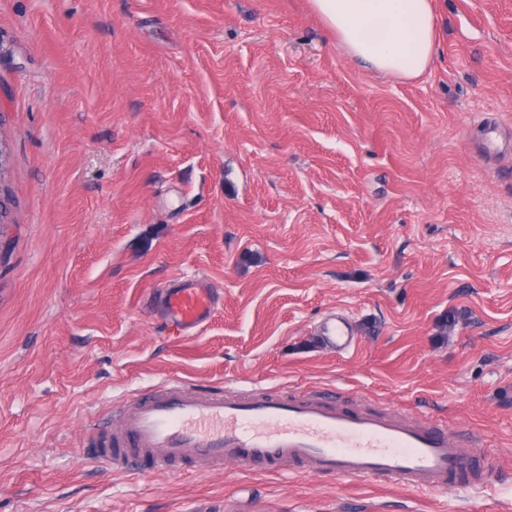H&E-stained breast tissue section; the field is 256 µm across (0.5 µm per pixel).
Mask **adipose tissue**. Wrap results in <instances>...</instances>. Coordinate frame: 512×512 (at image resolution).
<instances>
[{
	"mask_svg": "<svg viewBox=\"0 0 512 512\" xmlns=\"http://www.w3.org/2000/svg\"><path fill=\"white\" fill-rule=\"evenodd\" d=\"M350 57L403 78L421 76L438 40L432 0H311Z\"/></svg>",
	"mask_w": 512,
	"mask_h": 512,
	"instance_id": "ef3b65f1",
	"label": "adipose tissue"
}]
</instances>
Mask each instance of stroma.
<instances>
[{"label": "stroma", "mask_w": 512, "mask_h": 512, "mask_svg": "<svg viewBox=\"0 0 512 512\" xmlns=\"http://www.w3.org/2000/svg\"><path fill=\"white\" fill-rule=\"evenodd\" d=\"M407 80L311 0H0V512L512 503V0H434ZM204 277L194 334L156 295ZM345 318L339 355L321 321ZM310 388L484 432L477 490L107 466L132 395ZM336 315L327 316L321 324L320 334L326 347L337 353H346L357 345V338L349 324Z\"/></svg>", "instance_id": "1"}]
</instances>
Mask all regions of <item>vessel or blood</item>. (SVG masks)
<instances>
[{"instance_id":"b4317fda","label":"vessel or blood","mask_w":512,"mask_h":512,"mask_svg":"<svg viewBox=\"0 0 512 512\" xmlns=\"http://www.w3.org/2000/svg\"><path fill=\"white\" fill-rule=\"evenodd\" d=\"M167 321L193 333L212 318V288L184 277L159 297ZM326 347L345 353L357 338L349 324L327 316ZM118 427L92 457L114 465L136 460L140 469L169 471L191 462L199 473L225 463L277 472L394 481L419 491L480 487L490 475L481 434L462 432L391 408L342 409L311 393L202 391L180 381L156 394L136 395L123 405Z\"/></svg>"}]
</instances>
